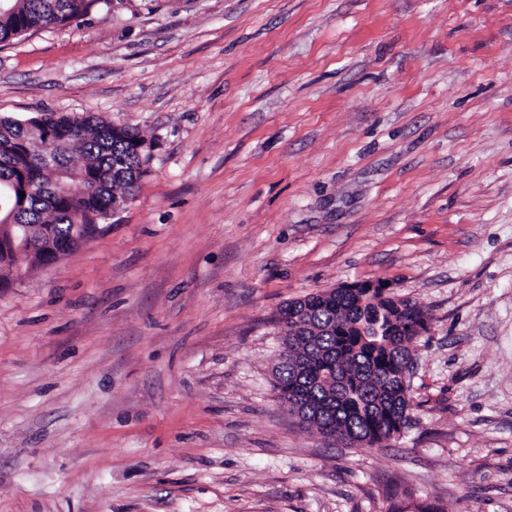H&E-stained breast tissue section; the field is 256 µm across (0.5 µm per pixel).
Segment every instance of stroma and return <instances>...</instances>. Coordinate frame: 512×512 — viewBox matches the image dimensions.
Masks as SVG:
<instances>
[{"mask_svg": "<svg viewBox=\"0 0 512 512\" xmlns=\"http://www.w3.org/2000/svg\"><path fill=\"white\" fill-rule=\"evenodd\" d=\"M148 161L0 288V512H512V0H113L0 44V114ZM421 306L414 423L352 448L273 389L280 309Z\"/></svg>", "mask_w": 512, "mask_h": 512, "instance_id": "obj_1", "label": "stroma"}]
</instances>
